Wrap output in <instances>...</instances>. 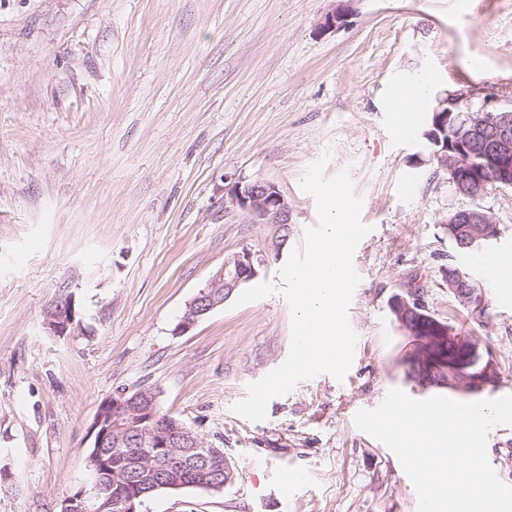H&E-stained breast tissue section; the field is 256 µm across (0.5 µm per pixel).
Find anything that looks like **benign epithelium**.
I'll use <instances>...</instances> for the list:
<instances>
[{
	"instance_id": "benign-epithelium-1",
	"label": "benign epithelium",
	"mask_w": 512,
	"mask_h": 512,
	"mask_svg": "<svg viewBox=\"0 0 512 512\" xmlns=\"http://www.w3.org/2000/svg\"><path fill=\"white\" fill-rule=\"evenodd\" d=\"M354 0H339V5L325 17V27L337 28L346 21L352 11ZM460 95H446L438 100L432 111L433 121H443L448 113L455 111ZM426 138L432 154L440 162V167L449 175L448 182L457 186L475 178L476 164L474 156L489 159L494 169L503 177V183L511 184L512 175V111L506 109L493 128L484 127L471 119L463 120L455 126L452 142L456 146L438 149L441 141L431 132ZM230 201L247 212L256 224H278L287 227L290 209L287 200L278 187L265 179H255L246 184L236 183L230 188ZM449 224L469 225L470 236L477 238L492 237V220L489 215L472 210H454L449 213ZM262 262L254 254L244 249L225 260L224 265L213 276L205 289L188 304L184 317L175 327V333L188 332L203 316L224 304V300L242 284L259 275ZM448 288L465 305L475 301L480 295V286L472 281L461 279L449 281ZM64 305L69 314H56L53 308ZM392 312L399 327L410 332L421 328L416 317L424 315L426 308L420 293L414 290L409 297H399L392 303ZM75 299L71 294L54 299L46 309L44 328L54 336H65L74 325ZM423 350L416 359L428 363L440 362L447 366L448 373L436 381H427L426 387H449L457 390L481 391L494 385L495 376L490 368L477 365L472 361L469 347L463 338L453 334L437 322L432 334L422 338ZM157 394L143 389L135 392L121 390L103 403L92 425L94 435L92 447L102 448L109 442L123 444L121 433L137 431L143 434V441L132 451L126 469L140 470L145 463L156 462L163 467L164 488L180 489L182 485L172 481L173 473L187 466L200 464L226 466L230 462L224 457V449L205 445V442L187 428L180 420L156 414ZM185 452H179V449ZM145 492L135 489L114 495L112 489L102 482L90 478L86 487L63 501L61 512H138V500Z\"/></svg>"
}]
</instances>
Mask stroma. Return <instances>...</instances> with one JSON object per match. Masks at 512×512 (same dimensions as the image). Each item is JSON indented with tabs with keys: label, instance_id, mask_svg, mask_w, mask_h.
<instances>
[{
	"label": "stroma",
	"instance_id": "35a3bbf8",
	"mask_svg": "<svg viewBox=\"0 0 512 512\" xmlns=\"http://www.w3.org/2000/svg\"><path fill=\"white\" fill-rule=\"evenodd\" d=\"M0 0V512H60L88 479L91 425L118 390L148 388L164 413L223 449L221 491H161L140 512H416L397 457L360 431L359 409L390 389L411 398L415 348L391 303L421 287L427 311L475 337L512 395V307L486 277V315L448 292L462 255L449 212L467 207L425 146L398 129L403 79L431 98L512 108V0ZM349 169L371 232L352 261L357 335L344 380L321 374L272 398L252 422L233 412L286 360L291 312L280 271L317 221L306 168ZM274 182L288 228L231 205L238 182ZM412 181V194L401 185ZM479 205L493 251H512V188ZM260 274L187 333L188 303L231 255ZM79 323L43 327L60 293ZM301 471L306 482L289 486Z\"/></svg>",
	"mask_w": 512,
	"mask_h": 512
}]
</instances>
